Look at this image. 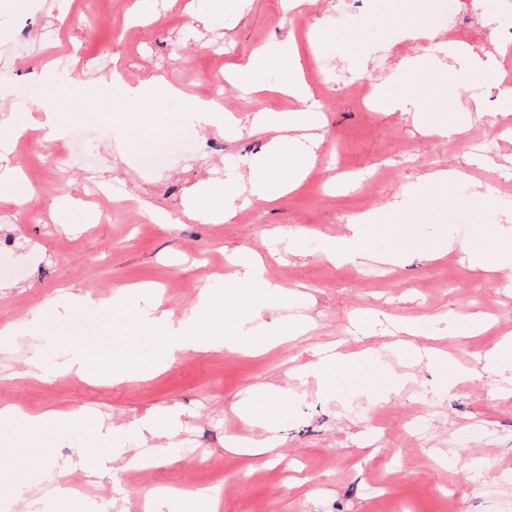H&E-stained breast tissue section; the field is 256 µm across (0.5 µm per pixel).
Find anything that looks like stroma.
Returning <instances> with one entry per match:
<instances>
[{
	"mask_svg": "<svg viewBox=\"0 0 512 512\" xmlns=\"http://www.w3.org/2000/svg\"><path fill=\"white\" fill-rule=\"evenodd\" d=\"M135 0H19L0 17V55L26 36L27 53L8 67L0 66V126L12 108L25 104L24 86L48 81L51 57L63 56L67 68L88 82L98 72L88 58L108 57L113 67L129 69V84L152 92V106L142 110L124 100L120 88L104 86L72 98L64 134L47 141L44 112L30 114L32 138L0 137V158L20 167L32 186L22 204L0 201V330L27 326L14 342L0 345V407L15 406L30 414L84 415L71 429L53 430L42 441L39 467L24 470L38 493L60 482L57 462L82 459L92 466L118 448L149 455L152 476L139 478L137 465L118 472L116 480L90 482L83 468L67 482L80 491L56 505L53 512H144L155 502L157 512H177L176 494L210 490L219 498L218 512H512V484L500 473H512V378L481 372L482 359L503 336L512 335V294L504 290L512 271L488 273L471 268L465 252L427 259L404 249L397 264L379 265L381 280L368 281L352 263L334 262L310 244L306 255L289 254L283 230L300 227L321 238L348 235L360 212L409 238L454 234L447 198L432 202L429 214L399 213L393 202L418 176L458 169L471 181L491 188L495 196L512 189V145L499 130L500 115H511L496 87L474 89L461 82L449 93L448 72L436 74L430 96L434 110L449 99L484 112L462 134L440 138L394 110L392 77L401 63L380 67L386 47L363 37L362 47L334 39L337 27L383 22L385 0H366L362 11L336 22L333 0H304L301 18H294L288 0H247L238 12L215 15L196 0H156L147 20L129 21ZM52 26L58 38L44 45L41 32ZM273 44L298 50L304 79L322 113L315 131V166L296 190L268 203L252 201L226 222L203 223L185 206L209 180L232 181L259 160L271 137L264 131L235 138L212 128L201 133L178 130L170 123L165 87L178 88L185 102H196L205 87L222 83L226 110L238 118L265 109L297 110V103L278 91L287 82L271 73L268 90L243 97L224 76L233 67ZM375 84L380 100L366 112L347 94L349 80ZM85 130L97 155L95 164L75 161L55 169L52 150L69 148L68 135ZM216 142V153L199 151L167 158L157 144L167 138ZM484 141L492 156L470 153L468 144ZM416 147L419 162L404 166L392 147ZM106 178L112 198L88 194V182ZM258 253L267 280L277 284L280 300L260 319L274 323L301 313L311 319L305 335L262 353L184 350L163 369L142 376L129 369L119 380L80 378L61 367L72 341L83 339L100 353L131 351L148 354L153 341L139 324L143 300L127 286L149 282L161 290L162 309L181 319L195 307L202 288H224L234 269L231 254ZM87 293L104 310L93 320L78 319L69 335L47 337L45 322L59 319L70 294ZM488 319L491 329L478 336H451L446 315ZM395 321L417 325L415 350L400 346L390 333ZM326 345L338 347L345 360L369 354L373 386L384 389L394 375L406 385L389 400L368 395L365 369L336 370L329 387L303 381L299 367ZM444 353L454 366L475 369L445 389L441 374L428 362V350ZM272 383L278 395L266 399L278 421V443L270 459L248 455L263 438L260 424L235 414L233 404L248 388ZM507 396L491 397L497 385ZM425 411L432 416L427 441L409 438L402 419ZM177 414L173 442L142 440L131 426L149 416L166 424ZM493 426L498 443L458 442L465 429ZM117 427L100 443L90 441L98 426ZM196 438L202 455L181 448L186 436ZM235 437L245 455L226 450ZM378 497L363 493L368 484Z\"/></svg>",
	"mask_w": 512,
	"mask_h": 512,
	"instance_id": "1",
	"label": "stroma"
}]
</instances>
